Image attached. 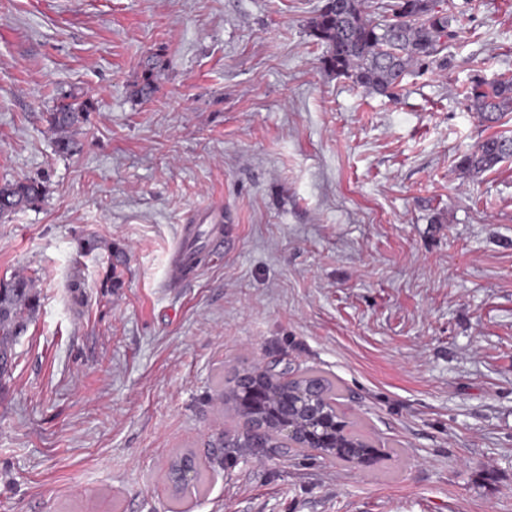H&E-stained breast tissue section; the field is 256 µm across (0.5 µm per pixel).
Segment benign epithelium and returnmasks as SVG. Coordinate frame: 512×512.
I'll list each match as a JSON object with an SVG mask.
<instances>
[{"mask_svg":"<svg viewBox=\"0 0 512 512\" xmlns=\"http://www.w3.org/2000/svg\"><path fill=\"white\" fill-rule=\"evenodd\" d=\"M277 375L274 370L261 367L254 374H243L239 381L238 408L246 416L248 427L260 439L277 437L278 433L288 436V443L294 447L306 446L326 449L325 456H342L358 463L370 462L380 452L375 446H361L336 421V414L330 411L323 400L322 383L315 380L309 383L301 396H292L278 405L284 414L276 429L259 415L273 400V391L266 379Z\"/></svg>","mask_w":512,"mask_h":512,"instance_id":"7a95c632","label":"benign epithelium"}]
</instances>
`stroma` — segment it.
<instances>
[{
	"mask_svg": "<svg viewBox=\"0 0 512 512\" xmlns=\"http://www.w3.org/2000/svg\"><path fill=\"white\" fill-rule=\"evenodd\" d=\"M323 3L0 0V183L46 187L0 221V280L40 296L0 378V512H178L186 449L194 512H512V159L459 168L492 134L461 89L512 72V0H440L448 65L394 98L324 69ZM66 94L88 103L67 156ZM273 363L335 380L380 457L253 447L220 396ZM87 103L69 95L57 102L48 114L49 128L54 134L56 151L62 155L73 153L77 142L72 132L86 120ZM193 263L191 250L182 248L177 251L171 261L168 282L171 287H177L184 278L186 269ZM182 454H177L172 460H171V468L170 472L167 475V478L171 480L174 483V492L175 495H179L180 493L188 490V489H194L197 490L203 485L204 483V474L203 469L201 465L195 466L196 469L193 471V473L184 479L180 484L176 483V475L182 468V462H183Z\"/></svg>",
	"mask_w": 512,
	"mask_h": 512,
	"instance_id": "obj_1",
	"label": "stroma"
}]
</instances>
